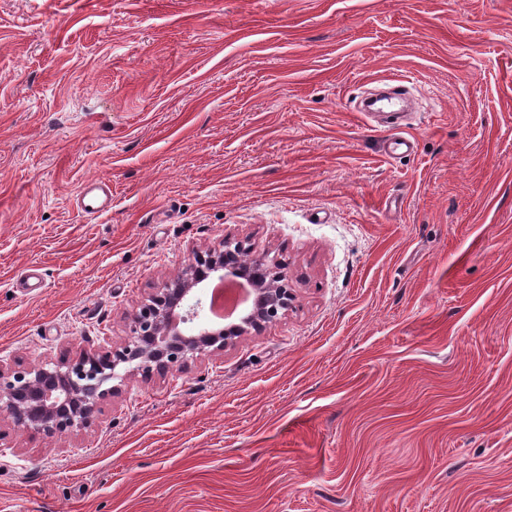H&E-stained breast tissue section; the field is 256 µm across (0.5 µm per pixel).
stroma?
<instances>
[{
    "instance_id": "obj_1",
    "label": "stroma",
    "mask_w": 512,
    "mask_h": 512,
    "mask_svg": "<svg viewBox=\"0 0 512 512\" xmlns=\"http://www.w3.org/2000/svg\"><path fill=\"white\" fill-rule=\"evenodd\" d=\"M227 234L294 308L1 415L0 512H512V0H0V362L120 346ZM78 200L82 211L100 213L107 211L112 205V193L105 182H91L82 187Z\"/></svg>"
}]
</instances>
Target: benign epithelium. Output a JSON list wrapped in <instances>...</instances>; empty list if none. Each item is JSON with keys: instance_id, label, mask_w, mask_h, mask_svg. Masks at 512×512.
I'll list each match as a JSON object with an SVG mask.
<instances>
[{"instance_id": "benign-epithelium-1", "label": "benign epithelium", "mask_w": 512, "mask_h": 512, "mask_svg": "<svg viewBox=\"0 0 512 512\" xmlns=\"http://www.w3.org/2000/svg\"><path fill=\"white\" fill-rule=\"evenodd\" d=\"M246 247L231 235L196 253L176 277L131 315L130 335L118 348L40 365L0 363V413L14 425L47 435L79 432L92 423L99 401L138 372L164 371L221 354L253 330L272 324L292 309L283 263L269 253L244 257ZM246 277L255 298L225 326L209 316L207 280Z\"/></svg>"}]
</instances>
